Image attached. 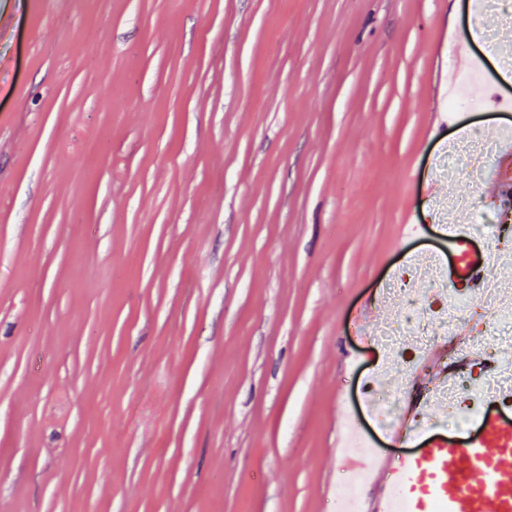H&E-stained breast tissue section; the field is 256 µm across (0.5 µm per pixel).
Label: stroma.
<instances>
[{
	"mask_svg": "<svg viewBox=\"0 0 512 512\" xmlns=\"http://www.w3.org/2000/svg\"><path fill=\"white\" fill-rule=\"evenodd\" d=\"M471 2L0 0V512H340L337 433L414 452L360 311L512 126L494 58L446 103ZM494 154V144L481 136L460 145L453 144L441 156V170L438 175L442 178L465 176L478 185Z\"/></svg>",
	"mask_w": 512,
	"mask_h": 512,
	"instance_id": "stroma-1",
	"label": "stroma"
}]
</instances>
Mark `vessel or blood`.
Returning a JSON list of instances; mask_svg holds the SVG:
<instances>
[{"mask_svg":"<svg viewBox=\"0 0 512 512\" xmlns=\"http://www.w3.org/2000/svg\"><path fill=\"white\" fill-rule=\"evenodd\" d=\"M447 237L455 251L448 289L462 286L470 294H481L487 285L485 259L474 255L464 225L449 226ZM444 348V343L435 344L414 367L407 387L418 397L405 416L423 412L424 396L446 387L456 367L480 361L479 355L465 353L456 364H448ZM473 425V435L461 444L448 439L435 419L416 433L398 424L390 440L399 446L417 440L421 447L397 458L376 450L353 462L355 472L380 489L377 496L361 498L358 512H512V424L503 414L483 411ZM476 472L483 473L482 481H473Z\"/></svg>","mask_w":512,"mask_h":512,"instance_id":"1","label":"vessel or blood"}]
</instances>
